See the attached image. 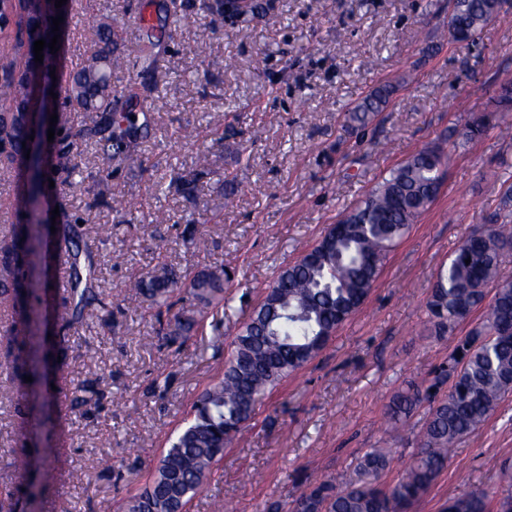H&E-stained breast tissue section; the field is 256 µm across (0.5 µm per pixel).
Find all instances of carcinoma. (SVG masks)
Segmentation results:
<instances>
[{"label": "carcinoma", "instance_id": "obj_1", "mask_svg": "<svg viewBox=\"0 0 512 512\" xmlns=\"http://www.w3.org/2000/svg\"><path fill=\"white\" fill-rule=\"evenodd\" d=\"M506 0H454L448 26L451 41L475 37L498 17ZM25 43L0 36V59L23 62ZM112 40L103 36L84 67L65 85V101L99 114L104 125L65 129L60 160L71 180L79 170L83 143L100 135L99 176L112 173V160L140 167L143 160L126 140L137 129L134 112L113 108L117 95L110 86ZM391 89H374L349 109L348 120L364 126L382 111ZM26 96L21 83H0V102ZM499 122L512 127V95L498 97ZM20 166L37 170L23 191L35 198L45 170L35 158H26L18 142L10 143ZM447 156L438 146L426 147L390 170L357 206L339 220L346 233L324 232L328 246L302 253L275 276L263 299L251 312L233 342L224 374L198 395L191 419L169 439L152 470L144 491L130 498L125 512H183L199 493L226 448L253 419L266 395L290 375L318 356L332 334L364 304L389 252L437 198L438 179ZM71 245L67 295L54 310L61 330L83 319L85 308L98 299V263L88 246L74 240V228L62 225ZM23 247L4 249L0 284L14 279L15 263L28 254L36 239L33 228L23 230ZM512 245V226L482 224L460 245L443 266L430 290L426 307L435 333L451 335L474 310L485 307L483 329L459 340L448 365L424 388L396 393L389 404V420L396 424L422 404L428 405L418 435V451L404 475L394 484L382 483L390 464L386 448H370L361 456L355 483L339 489L329 481L310 483L292 502V512H409L427 491L448 460V451L463 437L479 429L512 391V278L504 275L500 258ZM470 263H465V260ZM224 269L202 271L180 285L163 267L135 280L131 287L154 308L156 322L169 338H186L204 321L208 310L224 300ZM448 391H442L444 384ZM446 512H490L487 496L475 490L448 501Z\"/></svg>", "mask_w": 512, "mask_h": 512}]
</instances>
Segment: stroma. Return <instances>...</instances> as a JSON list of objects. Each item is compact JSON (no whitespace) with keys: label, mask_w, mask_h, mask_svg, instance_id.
Instances as JSON below:
<instances>
[{"label":"stroma","mask_w":512,"mask_h":512,"mask_svg":"<svg viewBox=\"0 0 512 512\" xmlns=\"http://www.w3.org/2000/svg\"><path fill=\"white\" fill-rule=\"evenodd\" d=\"M144 8L164 29L146 70L133 64ZM451 8L452 0H252L234 20L200 12L198 0H71L61 77L85 63L106 24L113 89L136 86L161 107L131 143L142 168L116 162L100 181L91 139L73 193L43 188L34 209L20 204L18 181L0 180V244L26 223L43 233L41 257L26 270L33 288L0 302V380L11 386L0 394V512H121L194 399L223 373L277 269L390 169L437 145L448 163L436 200L392 249L359 311L257 407L187 512H289L311 479L348 486L369 448L392 451L385 483L402 476L426 411L391 425V396L432 380L458 339L483 326L477 311L453 335H435L430 289L477 225H512V135L493 124L477 140L463 136L472 120L494 117L496 96L512 83V0L470 43L442 39ZM201 43L204 58L195 52ZM382 84L395 90L388 106L352 128L347 110ZM187 125L190 143L181 138ZM201 151L209 173L170 189L173 171L192 172ZM160 207L169 223H153ZM73 221L100 265L103 295L64 343L53 308L67 267L51 226ZM158 238L168 243L161 254ZM162 265L183 281L205 269L235 271L223 305L184 341L161 339L148 302L125 289ZM34 311L43 338L35 386L18 371ZM64 374L85 383L81 405L60 385ZM20 456L27 469L16 468ZM511 486L512 395L457 443L409 512H444L449 498L477 488L496 501Z\"/></svg>","instance_id":"35a3bbf8"}]
</instances>
